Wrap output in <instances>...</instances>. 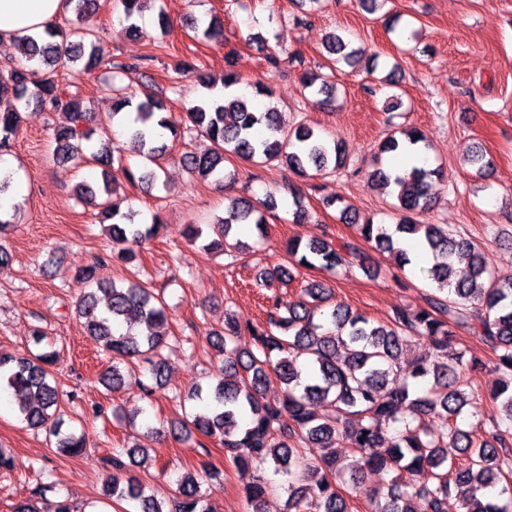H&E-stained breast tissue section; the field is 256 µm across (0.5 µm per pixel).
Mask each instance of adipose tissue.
<instances>
[{"label": "adipose tissue", "mask_w": 512, "mask_h": 512, "mask_svg": "<svg viewBox=\"0 0 512 512\" xmlns=\"http://www.w3.org/2000/svg\"><path fill=\"white\" fill-rule=\"evenodd\" d=\"M65 0H0V41L37 35L56 23Z\"/></svg>", "instance_id": "ef3b65f1"}]
</instances>
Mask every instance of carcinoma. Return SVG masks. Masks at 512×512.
<instances>
[{"label":"carcinoma","mask_w":512,"mask_h":512,"mask_svg":"<svg viewBox=\"0 0 512 512\" xmlns=\"http://www.w3.org/2000/svg\"><path fill=\"white\" fill-rule=\"evenodd\" d=\"M118 2L130 33L142 36L134 19L149 0ZM68 7L77 27L57 26L43 36L19 39L18 59L0 75V156L12 151L24 120L20 102L65 113L67 123L53 133L55 156L102 167V185L82 182L76 193L108 223L112 246L118 247L108 258L130 263L137 257L136 248L159 234L162 219L156 214L146 226L120 213L110 202L109 176L120 172L132 182L151 184L157 175L153 170L135 174L114 156L111 141L94 142L98 117L83 110L79 93L64 86L63 80L73 73H88L104 59L94 26L100 0H68ZM195 29L204 39L224 44V23L218 17L196 23ZM325 48L337 63L353 65L361 55V49L349 47L336 33L327 36ZM264 58L275 70L283 62L304 65L302 56L286 49H268ZM301 81L317 104L332 105L334 84L311 70L301 73ZM241 83L242 78L229 70L222 82L224 93L203 96L187 108V121L211 142L207 151L182 157L191 174L221 183L227 179L225 163L232 158L256 166L277 163L298 175L310 168L321 173L345 166L343 146L328 144L305 122L285 128L273 106L261 108L234 91ZM127 108L135 112L127 133L138 151L148 159L166 152L167 144L152 136L153 127L175 137L181 120L151 92L144 90L138 98L121 87L106 121L114 122ZM402 135L401 140L387 137L379 154L396 153L407 142L429 148L416 127ZM375 176L397 201L400 218L394 228L368 221L360 227L359 241L292 239L286 247L291 267L304 265L330 274L345 264L363 270V240L392 255L403 269L410 259L402 241L415 236L434 259L427 270L436 284L428 307L399 309L384 324L334 303L321 283L308 285L294 300L270 295L264 321L231 316L221 330L209 333L213 348L224 356V376L214 384L194 386L191 399L196 404L185 414L180 430L216 440L237 467L267 464L285 476L281 489L287 494L288 512H350L342 487L356 488L366 470L389 476L369 500V512H448L451 499L461 512H512V274L496 273L480 243L446 225L420 220L431 209L430 188L433 179L442 177L441 168L413 166L394 175L380 166ZM276 207L272 194L238 203L209 225L215 239L203 249L225 245L231 253L239 251V243L227 241L233 226L253 224L260 230L264 213ZM78 277L89 288L77 302L75 315L109 359L103 383L118 389L123 371L137 360L151 365V379L162 378L167 336L160 329L169 321L164 296L139 280L96 282L91 266L81 268ZM290 280L286 267L256 274V281L268 288ZM459 331L475 335L493 354L490 364L498 378L486 393L468 382L484 363L466 361L464 353L450 347ZM243 333L252 336L250 350L237 345ZM411 342L424 344L425 355L406 359L403 349ZM57 359L54 350L30 359L1 352L0 391L10 390L17 397L20 418L28 427L46 431L56 439V448L76 457L84 451L82 436L62 430L63 420L56 416ZM271 373L284 385L281 397L273 401L264 397ZM313 402L322 405V414L310 410ZM464 414L473 419L467 429L458 423ZM487 423L492 425L489 431ZM313 448L320 454L311 455ZM460 455L467 457L463 467L456 465ZM148 456L149 449L133 446L117 448L106 459L112 474L104 495L117 505L125 503L122 512H209L200 483L191 474L177 480L170 500L128 474L129 465L144 463ZM403 471L412 476L410 481H401ZM270 491L272 486L262 477L246 486L249 512H265Z\"/></svg>","instance_id":"obj_1"}]
</instances>
